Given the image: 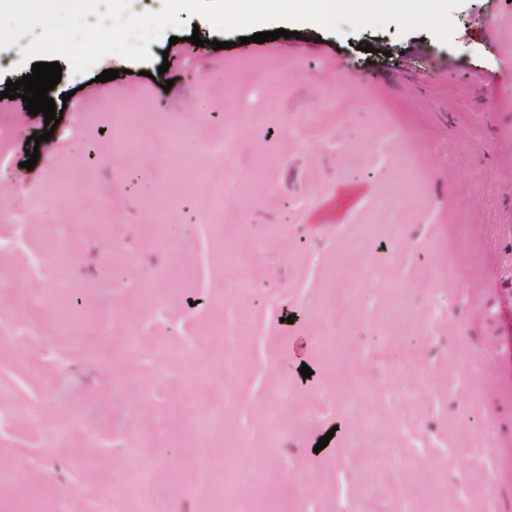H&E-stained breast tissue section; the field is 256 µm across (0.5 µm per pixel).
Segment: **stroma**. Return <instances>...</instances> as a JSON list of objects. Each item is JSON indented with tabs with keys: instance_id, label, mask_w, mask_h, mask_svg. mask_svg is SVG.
Returning <instances> with one entry per match:
<instances>
[{
	"instance_id": "1",
	"label": "stroma",
	"mask_w": 512,
	"mask_h": 512,
	"mask_svg": "<svg viewBox=\"0 0 512 512\" xmlns=\"http://www.w3.org/2000/svg\"><path fill=\"white\" fill-rule=\"evenodd\" d=\"M179 18L182 29L150 44V60L110 54L77 74L60 58L49 96L58 103L69 92L73 103L53 132L57 150L40 151L33 169L23 167L26 141L44 118L22 99L0 103V210L69 186L44 210H27L37 228L30 246L50 229L69 233L74 258L56 282L112 329L85 323L64 339L30 336L35 369L0 344V380L15 402L40 410L38 425L0 427V512H18L21 484L66 512H112L104 481L122 483L132 463L158 468L151 496L167 512H199L195 494L165 498L189 454L167 433L216 413L221 427L200 451L220 452L225 429L236 431L252 444L254 481L288 483L298 512H403L435 477L450 512H512V235L503 232L512 225V68L502 65L512 55V0H463L449 46L425 30L400 35L393 22L358 32L345 23L337 34L301 24L288 50L254 51L202 16ZM195 33L201 51L164 65L170 37ZM107 69L119 78L100 81ZM114 124L133 127L140 144L113 143ZM185 126L194 135L183 152L200 176L179 190L157 245L147 230L172 178L156 159L165 132ZM227 126L237 132L230 169L203 151ZM406 156L418 169L413 194L377 212ZM344 186L355 197L316 228L317 210ZM216 188L221 239L205 229ZM82 210L95 222H81ZM368 223L397 230L351 247L356 225ZM228 249L237 266L225 265ZM342 252L363 274L337 330L351 391L337 389L322 358L326 320L315 312ZM240 281L250 291L225 303ZM1 284L18 303L48 286L8 255ZM391 284L404 301V334L385 318ZM147 289L166 301L163 319L141 306ZM229 329L249 340V359L231 377L211 351L213 332ZM188 340L195 349L180 356ZM200 364L230 401L189 382ZM286 385L288 425L273 447L269 409ZM387 450L399 462L384 493L367 498L363 465Z\"/></svg>"
}]
</instances>
